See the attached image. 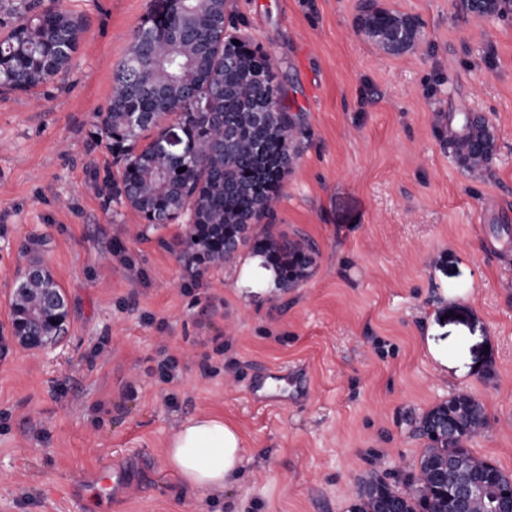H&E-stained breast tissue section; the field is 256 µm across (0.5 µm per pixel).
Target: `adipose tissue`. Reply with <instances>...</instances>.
<instances>
[{"instance_id":"ef3b65f1","label":"adipose tissue","mask_w":512,"mask_h":512,"mask_svg":"<svg viewBox=\"0 0 512 512\" xmlns=\"http://www.w3.org/2000/svg\"><path fill=\"white\" fill-rule=\"evenodd\" d=\"M245 449L238 431L223 419H186L171 440L167 462L187 488L207 492L237 482Z\"/></svg>"}]
</instances>
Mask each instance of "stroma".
<instances>
[{
    "mask_svg": "<svg viewBox=\"0 0 512 512\" xmlns=\"http://www.w3.org/2000/svg\"><path fill=\"white\" fill-rule=\"evenodd\" d=\"M361 2H229L306 130L273 222L319 255L283 293L249 256L190 269L184 225L144 223L100 191L116 166L94 115L151 0H41L84 31L67 72L0 92V512H349L368 474L414 472L418 418L457 393L488 419L473 454L512 474V15L378 0L420 26L418 48L393 55L358 31ZM456 112L492 124L486 170L450 156ZM34 257L68 308L45 351L12 338ZM265 368L301 372L305 393L255 404L247 385ZM200 415L246 448L239 480L204 496L166 459ZM104 461L130 492L99 497Z\"/></svg>",
    "mask_w": 512,
    "mask_h": 512,
    "instance_id": "35a3bbf8",
    "label": "stroma"
}]
</instances>
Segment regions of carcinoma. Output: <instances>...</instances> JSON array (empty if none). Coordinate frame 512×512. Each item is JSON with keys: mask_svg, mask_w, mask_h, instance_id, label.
<instances>
[{"mask_svg": "<svg viewBox=\"0 0 512 512\" xmlns=\"http://www.w3.org/2000/svg\"><path fill=\"white\" fill-rule=\"evenodd\" d=\"M227 2L161 0L143 16L113 72L109 105L96 115L94 135L119 165L101 190L107 202L134 209L147 224H187L181 243L190 262L232 263L246 248L286 291L309 277L318 255L310 240L268 223L305 131L283 105L272 57L230 33ZM462 6L477 17L502 9L497 0H462ZM16 7L20 20L0 39V86L29 91L68 67L83 24L68 11H40L28 0ZM357 25L395 51L417 40L414 19L379 9L374 0H367ZM201 101L209 108L199 107ZM168 119L182 128L180 151L165 145ZM447 135L448 152L462 169L483 168L494 154L493 128L482 115L464 116ZM11 308L24 322L36 319L39 335L55 339L65 327L57 317L68 315L62 290L41 261L30 262L17 279ZM486 425L482 404L467 393L430 408L417 421L426 446L405 488L372 474L360 482L351 512H389L393 505L399 512H448L447 493L433 475L448 459L465 474L500 477L499 488L509 491L505 473L464 443Z\"/></svg>", "mask_w": 512, "mask_h": 512, "instance_id": "carcinoma-1", "label": "carcinoma"}]
</instances>
